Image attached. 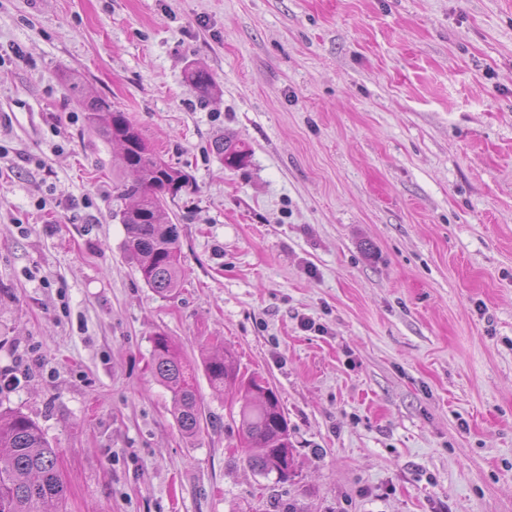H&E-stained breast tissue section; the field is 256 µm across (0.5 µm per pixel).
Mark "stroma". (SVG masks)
<instances>
[{
    "instance_id": "35a3bbf8",
    "label": "stroma",
    "mask_w": 512,
    "mask_h": 512,
    "mask_svg": "<svg viewBox=\"0 0 512 512\" xmlns=\"http://www.w3.org/2000/svg\"><path fill=\"white\" fill-rule=\"evenodd\" d=\"M72 78L192 177L167 296ZM158 332L276 390L290 481L248 467L235 389L199 378L181 434ZM4 373L66 512H512V0H0ZM214 151L227 167H240L246 164L248 148L233 140H220L214 143Z\"/></svg>"
}]
</instances>
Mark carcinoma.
Here are the masks:
<instances>
[{
	"mask_svg": "<svg viewBox=\"0 0 512 512\" xmlns=\"http://www.w3.org/2000/svg\"><path fill=\"white\" fill-rule=\"evenodd\" d=\"M192 89L203 99L211 93L212 78L204 67L190 73ZM85 111L89 127L100 137L116 142L122 163L134 175L123 183L119 196L133 199L120 212L127 231V252L145 283L159 294L179 287L183 274L179 233L166 216L167 198L191 186L190 176L171 166L157 152L145 155L147 143L140 129L112 101L88 97L83 87L72 84ZM214 151L227 167L246 164L248 148L233 140L214 143ZM153 370L157 380L171 393L173 416L183 435L198 436L208 416L198 395L196 366L177 349L172 339L157 333L152 339ZM203 371L217 391L227 386L240 394L238 433L245 460L251 470L284 483L291 475L279 464L280 455L293 454L288 419L272 387L252 389L257 376L240 371L233 356L203 358ZM66 487L58 470V450L41 427L24 413L0 412V512H38L45 504L62 507Z\"/></svg>",
	"mask_w": 512,
	"mask_h": 512,
	"instance_id": "obj_1",
	"label": "carcinoma"
}]
</instances>
